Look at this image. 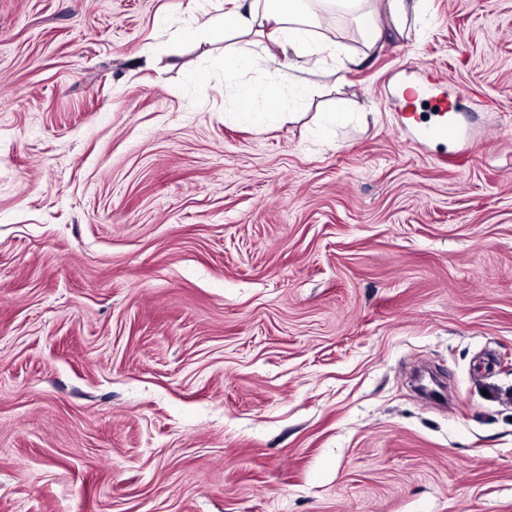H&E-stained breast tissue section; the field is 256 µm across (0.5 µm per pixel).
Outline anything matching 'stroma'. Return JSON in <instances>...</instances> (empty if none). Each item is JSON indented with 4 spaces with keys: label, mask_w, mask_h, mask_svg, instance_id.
Wrapping results in <instances>:
<instances>
[{
    "label": "stroma",
    "mask_w": 512,
    "mask_h": 512,
    "mask_svg": "<svg viewBox=\"0 0 512 512\" xmlns=\"http://www.w3.org/2000/svg\"><path fill=\"white\" fill-rule=\"evenodd\" d=\"M425 5L255 127L235 0H0V512H512V0Z\"/></svg>",
    "instance_id": "stroma-1"
}]
</instances>
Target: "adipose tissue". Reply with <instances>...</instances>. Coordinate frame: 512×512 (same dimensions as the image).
Masks as SVG:
<instances>
[{"instance_id": "adipose-tissue-1", "label": "adipose tissue", "mask_w": 512, "mask_h": 512, "mask_svg": "<svg viewBox=\"0 0 512 512\" xmlns=\"http://www.w3.org/2000/svg\"><path fill=\"white\" fill-rule=\"evenodd\" d=\"M407 13V0H249L246 9L208 17L186 28L184 35L199 41L233 30L260 36L258 49L240 46L230 51L224 62L230 80L245 69L276 70L277 78L267 84L261 104L253 103L249 87L238 89V112L245 121L258 124L310 94L304 74L314 56H326L341 69L356 64V57L339 42L318 39L317 28L335 15H345L363 45L372 49L384 36L385 22L402 28Z\"/></svg>"}]
</instances>
